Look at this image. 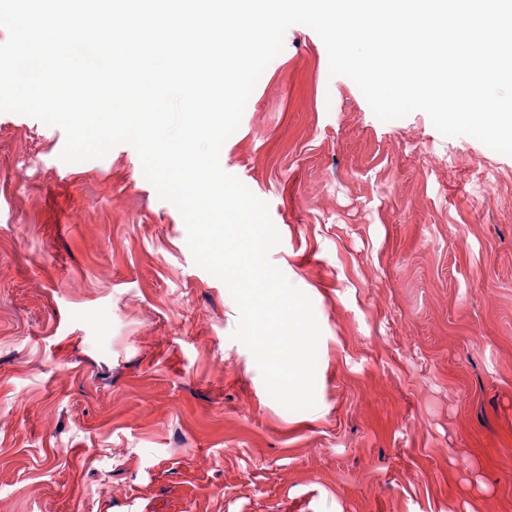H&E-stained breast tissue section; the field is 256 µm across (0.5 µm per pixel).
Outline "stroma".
<instances>
[{
  "mask_svg": "<svg viewBox=\"0 0 512 512\" xmlns=\"http://www.w3.org/2000/svg\"><path fill=\"white\" fill-rule=\"evenodd\" d=\"M64 143L0 113V512H512V156L286 31L220 163L321 329L291 411L136 150Z\"/></svg>",
  "mask_w": 512,
  "mask_h": 512,
  "instance_id": "obj_1",
  "label": "stroma"
}]
</instances>
